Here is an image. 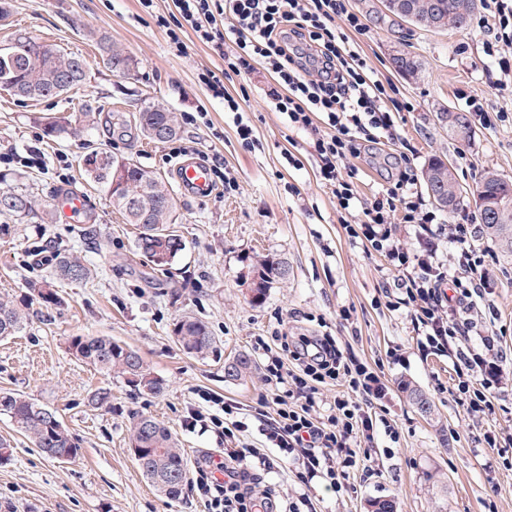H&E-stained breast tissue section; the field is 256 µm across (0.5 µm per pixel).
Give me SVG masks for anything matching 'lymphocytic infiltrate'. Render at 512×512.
<instances>
[{"mask_svg": "<svg viewBox=\"0 0 512 512\" xmlns=\"http://www.w3.org/2000/svg\"><path fill=\"white\" fill-rule=\"evenodd\" d=\"M174 7L165 25L170 45L182 47L190 30L224 58L223 69L203 72L201 81L225 111L242 110L224 89L227 74L246 75L259 65L271 74L269 108L288 128L312 132L307 154L315 176L342 210H357L346 226L349 236L387 260L394 274L390 305L407 310L418 352L453 358L462 405L476 417L492 414L512 377L494 323L475 321L471 311L492 286L495 258L469 217L443 223L425 207L412 167L416 148L398 132L399 114L412 105L398 99L395 86L375 74L348 37L365 31V23L346 0H175ZM487 11L495 33L487 54L512 74V0H487ZM387 142L400 145L398 171L359 202L349 162ZM400 224L411 230L415 247L398 237ZM445 238L457 250L452 269L438 256ZM474 336L479 345H471ZM255 347L265 355L275 413L260 430L265 445L235 447L247 424L234 419L228 403H221L218 416L190 410L189 426H212L226 442L222 461L208 458L199 466L197 491L208 512H317L315 482L339 495L353 493L351 473H375L376 436L399 442L396 420L381 412L390 387L382 370L357 361L330 336L292 339L279 332L270 343L257 339ZM335 385L343 394L321 409V390ZM286 464L303 486L292 497L266 480Z\"/></svg>", "mask_w": 512, "mask_h": 512, "instance_id": "f902f5d3", "label": "lymphocytic infiltrate"}]
</instances>
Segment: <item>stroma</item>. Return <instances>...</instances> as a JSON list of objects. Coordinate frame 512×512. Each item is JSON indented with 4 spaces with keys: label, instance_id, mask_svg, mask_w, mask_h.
Listing matches in <instances>:
<instances>
[{
    "label": "stroma",
    "instance_id": "1",
    "mask_svg": "<svg viewBox=\"0 0 512 512\" xmlns=\"http://www.w3.org/2000/svg\"><path fill=\"white\" fill-rule=\"evenodd\" d=\"M382 7L381 0H349L368 27L352 40L380 78L396 84L414 105L402 113L398 131L417 148L416 171L437 155L451 162L463 191L461 210L476 215L474 190L486 172L512 181V78L484 52L494 34L475 23L465 30L407 25L394 33L372 20ZM173 9L172 0H154L148 10L140 0H11V20L0 25V42L23 28L89 63L83 87L59 98L20 102L0 92V178L27 190L37 213L32 220L0 218V297L25 316L21 332L0 341V392L23 394L55 410L80 448L75 460L57 461L0 415V437L11 443L9 458L0 461V512H206L193 487L170 503L146 479L130 451V417L139 412L163 422L190 469H197L224 446L213 432L185 424L189 409L210 412L199 397L205 391L238 407L239 420L249 425L240 445L263 447L256 408L267 391L265 360L253 344L282 324L292 336L334 337L361 362L380 364L391 387L384 404L401 428L397 444L376 437L377 473L368 479L352 475L355 493L341 497L315 483L320 512H371L373 501L382 499L397 501L399 512H512V470L481 442L487 430L512 434V385L496 401L494 414L480 421L455 402L451 359L421 356L409 316L387 307L393 274L385 258L348 236L346 212L317 183L314 164L304 155L309 132L288 130L266 103L272 82L267 70L225 79L243 114L225 111L200 80L203 72L223 68L222 56L191 32L182 48L171 47L158 20ZM92 29L122 45L136 59L135 71L109 72L87 38ZM399 50L418 59L417 78L393 67L391 57ZM470 97L491 120L470 116L471 139L451 140L440 115L447 109L468 113ZM158 102L174 113L182 130L178 139L153 142L139 134L136 106ZM200 105L207 116L192 121ZM54 117L69 120L68 134H46L45 124ZM241 121L252 129V146H243L237 134ZM89 142L134 157L170 184L174 147L208 163L218 156L236 187L215 185L207 197L175 192V229L186 248L169 269L158 270L137 250L135 227L84 173L78 156ZM289 148L303 155L302 164L288 165ZM35 150L41 157L33 164ZM67 195L83 198L80 213L57 208V199ZM59 250L96 268L94 279H60L52 263ZM268 255L286 261L289 276L255 302L244 281ZM494 271L493 288L476 310L495 311L501 345L512 350V260L496 256ZM39 281L57 291L59 304L33 301L29 286ZM347 308L353 321L340 318ZM185 315L208 324L217 340L214 353L200 358L183 351L173 328ZM76 335L130 345L164 380L165 392L132 391L76 360L68 351ZM392 347L407 351L404 364L389 363ZM237 354L250 357L252 371L235 381L225 378L224 362ZM408 384L430 399L432 417L407 400ZM99 387L111 388V410L90 405Z\"/></svg>",
    "mask_w": 512,
    "mask_h": 512
}]
</instances>
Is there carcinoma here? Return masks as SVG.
<instances>
[{
    "instance_id": "1",
    "label": "carcinoma",
    "mask_w": 512,
    "mask_h": 512,
    "mask_svg": "<svg viewBox=\"0 0 512 512\" xmlns=\"http://www.w3.org/2000/svg\"><path fill=\"white\" fill-rule=\"evenodd\" d=\"M400 8H387L393 17L418 28L461 29L469 26L476 0H396ZM14 58L0 59V91L18 100L54 98V89L59 80L73 78L69 90L82 86L86 78L88 61L80 55L66 52L59 45L31 36L26 30L17 28L11 33ZM101 60L113 74L124 75L137 67L136 60L121 46L112 42L105 34L96 35ZM396 70L406 77L418 72V64L409 53L401 52L393 58ZM448 124V134L466 141L471 138L469 121L461 112L442 113ZM137 124L145 137L158 142L175 138L179 134L173 113L159 104H149L138 112ZM93 161L84 165L88 178L110 196L112 207L138 230L137 248L147 257L159 250L170 252L169 261H174L185 249V242L173 231L176 223V201L165 180L137 161L111 153L106 149H93L87 153ZM125 162L126 186L120 191L112 190V169ZM428 187L443 193L441 206L452 209L457 206V195L451 192L458 185L453 170L435 157L429 161L424 172ZM512 193V184L503 181L494 173L484 178L477 193L486 197H497ZM34 212L31 197L24 191L0 189V216L21 221ZM486 234L495 242L500 253L512 257V209L500 219L480 216ZM56 274L72 283L89 280L93 271L79 259L66 253L55 257ZM258 276L254 289L257 298L265 295L271 284L288 278V263L274 256H267L253 269ZM32 296L48 307L59 302L58 293L44 282L30 285ZM24 324L19 310L8 300L0 299V339L18 333ZM174 336L181 348L196 357H205L216 349V338L200 319L184 316L174 324ZM68 350L72 356L95 370L117 377L134 391L160 395L165 384L154 376L141 355L130 346L109 336H73ZM250 358L239 354L224 364L225 377L241 380L251 372ZM409 399L418 412L426 417L433 415V406L419 390L406 387ZM0 414L10 418L19 432L29 438L47 456L72 460L79 455L77 444L69 437L56 411L20 394L0 392ZM55 418L50 425L47 416ZM129 443L136 444L134 459L143 475L156 490L172 502L180 500L188 480L187 461L175 438L167 427L154 417L135 414L130 418Z\"/></svg>"
}]
</instances>
